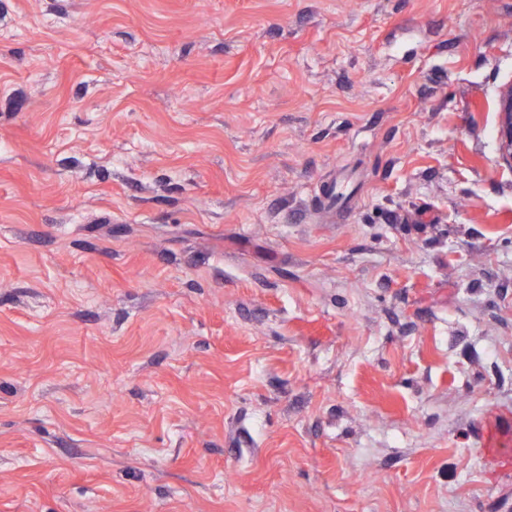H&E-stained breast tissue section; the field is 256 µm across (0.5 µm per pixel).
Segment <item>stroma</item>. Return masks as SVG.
I'll list each match as a JSON object with an SVG mask.
<instances>
[{
	"instance_id": "obj_1",
	"label": "stroma",
	"mask_w": 512,
	"mask_h": 512,
	"mask_svg": "<svg viewBox=\"0 0 512 512\" xmlns=\"http://www.w3.org/2000/svg\"><path fill=\"white\" fill-rule=\"evenodd\" d=\"M512 0H0V512H512ZM498 136L503 158L512 168V84L504 87L498 97Z\"/></svg>"
}]
</instances>
